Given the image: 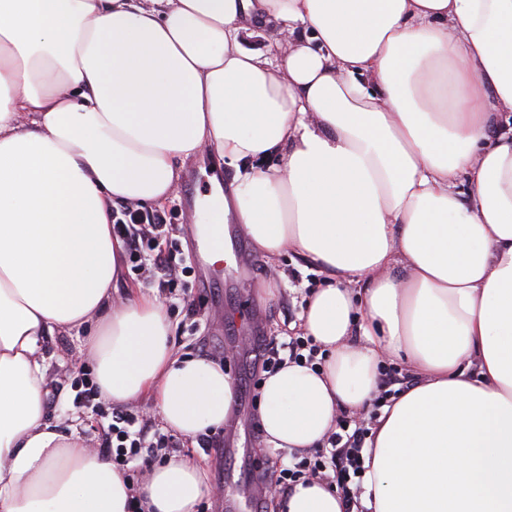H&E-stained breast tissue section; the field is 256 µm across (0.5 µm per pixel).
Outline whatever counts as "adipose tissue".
Instances as JSON below:
<instances>
[{
  "label": "adipose tissue",
  "instance_id": "adipose-tissue-1",
  "mask_svg": "<svg viewBox=\"0 0 512 512\" xmlns=\"http://www.w3.org/2000/svg\"><path fill=\"white\" fill-rule=\"evenodd\" d=\"M268 24L288 47L256 46ZM205 152L236 170L212 238L239 224L328 281L301 316L325 368L267 375V442L316 447L400 359L419 380L380 410L361 507L512 512V0H0V512H128L47 412L48 337L85 331L102 399H152L192 442L223 427L231 374L179 353L158 298L112 296L113 207L164 203ZM208 491L174 456L139 493ZM281 509L344 504L314 480Z\"/></svg>",
  "mask_w": 512,
  "mask_h": 512
}]
</instances>
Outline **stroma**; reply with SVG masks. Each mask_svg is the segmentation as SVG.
<instances>
[{"label": "stroma", "mask_w": 512, "mask_h": 512, "mask_svg": "<svg viewBox=\"0 0 512 512\" xmlns=\"http://www.w3.org/2000/svg\"><path fill=\"white\" fill-rule=\"evenodd\" d=\"M214 168L225 182H232L235 170L223 160L204 153L189 160L180 172L178 191L160 207L169 224L167 241L176 251L169 274L162 275L133 263L123 257L120 277L116 283V297L122 298L128 289L140 294L158 297L172 325L173 340L181 353L217 358L219 348L230 349L224 368L233 378H247L250 369L249 351L256 334L288 341L301 329L300 316L304 312L309 290L323 287L324 277L318 268L294 251L286 250L274 259L257 255L247 235H240L246 254L252 257V266L246 277L225 275L223 282L213 289L197 287L193 278L182 271V261L189 256L194 243L191 226L194 214L185 205L189 190L205 193L209 178L207 168ZM276 283L280 293L269 299L264 289ZM83 339L76 335L53 336L46 346L53 353L49 378L57 385L60 396L51 406L52 415L78 419L80 430L90 447H98V431L91 410L76 406L75 378L91 372L92 362L81 352ZM236 434L233 443L223 452L193 447L180 440L178 455L193 463L203 464L211 494L201 498L197 512H226L227 503H234L233 512H250L249 484L252 461L289 463L288 453L267 445L262 431L253 425L249 400L235 402L232 408Z\"/></svg>", "instance_id": "1"}]
</instances>
